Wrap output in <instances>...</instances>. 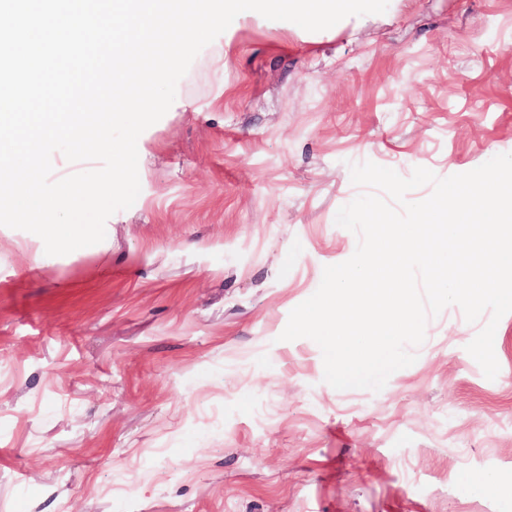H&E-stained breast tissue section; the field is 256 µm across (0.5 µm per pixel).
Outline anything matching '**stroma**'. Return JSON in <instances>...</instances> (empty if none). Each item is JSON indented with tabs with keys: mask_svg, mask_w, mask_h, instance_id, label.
I'll list each match as a JSON object with an SVG mask.
<instances>
[{
	"mask_svg": "<svg viewBox=\"0 0 512 512\" xmlns=\"http://www.w3.org/2000/svg\"><path fill=\"white\" fill-rule=\"evenodd\" d=\"M147 128L106 249L0 232V512H512V313L487 379L452 306L378 392L290 312L358 237L350 166L512 153V0H389L310 32L254 13Z\"/></svg>",
	"mask_w": 512,
	"mask_h": 512,
	"instance_id": "35a3bbf8",
	"label": "stroma"
}]
</instances>
